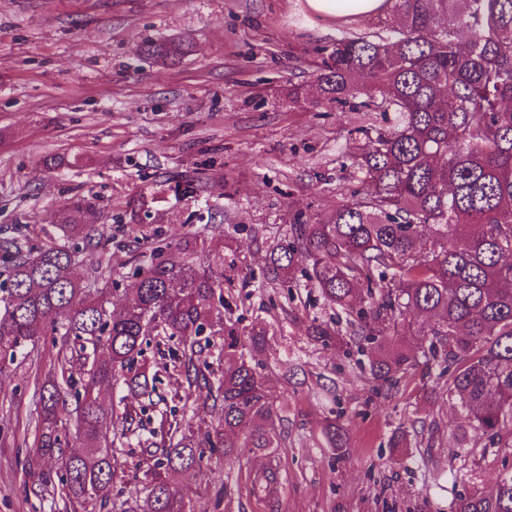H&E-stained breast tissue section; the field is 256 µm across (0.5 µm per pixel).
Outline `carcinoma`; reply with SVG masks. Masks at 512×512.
<instances>
[{"label": "carcinoma", "mask_w": 512, "mask_h": 512, "mask_svg": "<svg viewBox=\"0 0 512 512\" xmlns=\"http://www.w3.org/2000/svg\"><path fill=\"white\" fill-rule=\"evenodd\" d=\"M367 30L336 38L316 82L334 106L393 114L386 129L363 127L352 139L355 173L368 196L341 200L308 224L296 218L287 244L267 254L281 281L301 271L345 315L349 337L335 322L314 319L310 339L341 347L370 344L375 390L408 373L444 382L448 400L469 428L452 431V455L467 449L481 461L512 448V0H392ZM181 42L147 52L164 62L186 53ZM94 209L75 202L60 213L67 238L81 237L92 257L112 232L94 223ZM78 251L35 248L25 237L0 238V350L15 352L47 330L59 336L40 386L37 453L62 461L58 482L43 479L58 512H100L123 467L115 439L100 429V390L122 384L140 397L155 391L157 373L139 363L151 336L189 340L180 368L188 393L206 391L221 412L204 437L191 423L169 427L143 487L124 512H187L173 477L202 466L205 453L227 460L239 449L279 446L281 416L262 370L267 331L224 324V279L197 266L195 245L183 257L151 256L137 271L133 297H116L72 276ZM415 314L429 320L416 323ZM222 339L218 385L203 368L211 340ZM421 337L408 349L404 337ZM92 352H87V345ZM80 445L69 447L60 411L75 370ZM336 455L345 434L325 426ZM452 512H512V467L502 466L490 491L455 494Z\"/></svg>", "instance_id": "1"}]
</instances>
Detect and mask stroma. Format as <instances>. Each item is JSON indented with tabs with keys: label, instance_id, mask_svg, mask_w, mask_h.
Returning <instances> with one entry per match:
<instances>
[{
	"label": "stroma",
	"instance_id": "1",
	"mask_svg": "<svg viewBox=\"0 0 512 512\" xmlns=\"http://www.w3.org/2000/svg\"><path fill=\"white\" fill-rule=\"evenodd\" d=\"M369 22L315 14L307 0H0V237L60 243V209L90 204L112 242L74 277L125 292L156 246L175 259L185 241L200 240L206 265L205 243L222 230L225 320L269 331L264 373L283 416L280 446L176 475L192 512H212L222 480L227 512H451L458 476L478 469L487 490L499 472L449 455L459 416L445 394L426 396L417 372L374 393L366 356L306 334L310 320L334 316L332 306L316 289L265 274L267 251L287 242L295 217L315 220L367 191L346 151L362 115L328 107L315 80L339 31ZM172 40L189 46L175 63L141 53ZM296 86L306 90L298 105L288 98ZM47 154L66 166L45 169ZM140 197L145 207L133 210ZM54 354L49 335L17 355L0 352V512H52L32 488L58 478L62 464L36 457L31 424ZM180 383L177 372L165 377V401ZM165 401L130 434L113 501L142 480L143 450L167 426ZM331 421L348 439L338 459L324 434ZM414 427L419 444L393 451V431ZM268 468L278 484L255 498L252 480ZM427 473L437 481L424 483Z\"/></svg>",
	"mask_w": 512,
	"mask_h": 512
}]
</instances>
